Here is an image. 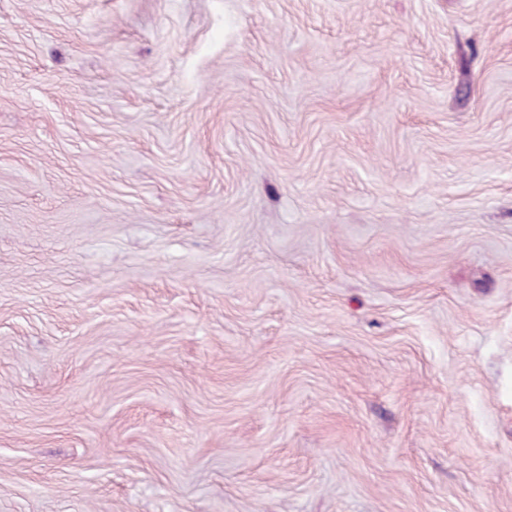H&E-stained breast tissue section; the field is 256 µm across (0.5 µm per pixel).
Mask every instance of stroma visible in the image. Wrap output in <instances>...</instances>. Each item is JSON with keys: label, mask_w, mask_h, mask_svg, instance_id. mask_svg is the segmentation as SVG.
Listing matches in <instances>:
<instances>
[{"label": "stroma", "mask_w": 512, "mask_h": 512, "mask_svg": "<svg viewBox=\"0 0 512 512\" xmlns=\"http://www.w3.org/2000/svg\"><path fill=\"white\" fill-rule=\"evenodd\" d=\"M0 512H512V0H0Z\"/></svg>", "instance_id": "1"}]
</instances>
